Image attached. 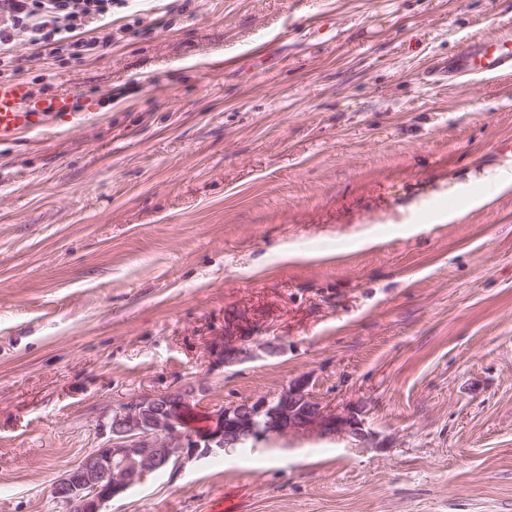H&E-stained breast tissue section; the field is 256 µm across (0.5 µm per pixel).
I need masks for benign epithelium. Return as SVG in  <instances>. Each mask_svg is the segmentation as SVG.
I'll use <instances>...</instances> for the list:
<instances>
[{
	"mask_svg": "<svg viewBox=\"0 0 512 512\" xmlns=\"http://www.w3.org/2000/svg\"><path fill=\"white\" fill-rule=\"evenodd\" d=\"M255 319L241 316L224 325V336L213 350L224 366L248 361ZM182 406L164 397L139 395L122 401L101 422L106 442L91 456L67 470L51 487V494L69 512H103L113 499L143 482L159 466L177 469L196 455L213 449L265 440L274 433L294 437L348 439L359 448L372 440L363 407H331L313 395L310 381L299 377L273 397L224 406L210 417L201 433L182 429Z\"/></svg>",
	"mask_w": 512,
	"mask_h": 512,
	"instance_id": "benign-epithelium-1",
	"label": "benign epithelium"
}]
</instances>
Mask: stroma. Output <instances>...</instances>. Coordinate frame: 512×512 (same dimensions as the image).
<instances>
[{"label": "stroma", "instance_id": "1", "mask_svg": "<svg viewBox=\"0 0 512 512\" xmlns=\"http://www.w3.org/2000/svg\"><path fill=\"white\" fill-rule=\"evenodd\" d=\"M110 30L14 49L98 114L0 145V512H66L122 400L299 377L372 447L250 443L106 512H512V78L426 75L512 0H127ZM253 311L255 358L212 362Z\"/></svg>", "mask_w": 512, "mask_h": 512}]
</instances>
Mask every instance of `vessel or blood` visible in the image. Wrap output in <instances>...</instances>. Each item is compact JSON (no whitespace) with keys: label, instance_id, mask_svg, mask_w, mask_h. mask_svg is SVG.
<instances>
[{"label":"vessel or blood","instance_id":"b4317fda","mask_svg":"<svg viewBox=\"0 0 512 512\" xmlns=\"http://www.w3.org/2000/svg\"><path fill=\"white\" fill-rule=\"evenodd\" d=\"M428 74L434 80L452 83L511 77L512 35L466 40L454 53L434 62ZM90 118L75 94H42L21 77L0 81V143L63 124L80 126Z\"/></svg>","mask_w":512,"mask_h":512}]
</instances>
